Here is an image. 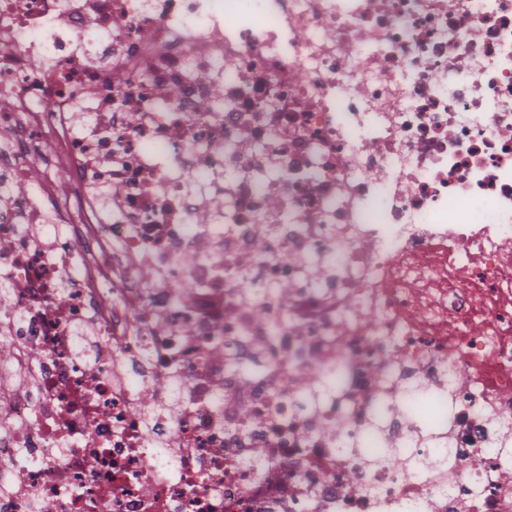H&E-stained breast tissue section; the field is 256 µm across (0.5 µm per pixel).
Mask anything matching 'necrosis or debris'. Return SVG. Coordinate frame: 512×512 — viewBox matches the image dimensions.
I'll return each instance as SVG.
<instances>
[{
    "mask_svg": "<svg viewBox=\"0 0 512 512\" xmlns=\"http://www.w3.org/2000/svg\"><path fill=\"white\" fill-rule=\"evenodd\" d=\"M0 351V512H512V0H0ZM334 385L323 373L307 375L303 383V395L306 404H317L325 400L333 391ZM377 460L388 466H410V467H418L424 468L427 466L444 468L448 467V457L438 456L432 458L428 463L422 464L410 459L401 448H385L383 451L377 456Z\"/></svg>",
    "mask_w": 512,
    "mask_h": 512,
    "instance_id": "1",
    "label": "necrosis or debris"
}]
</instances>
